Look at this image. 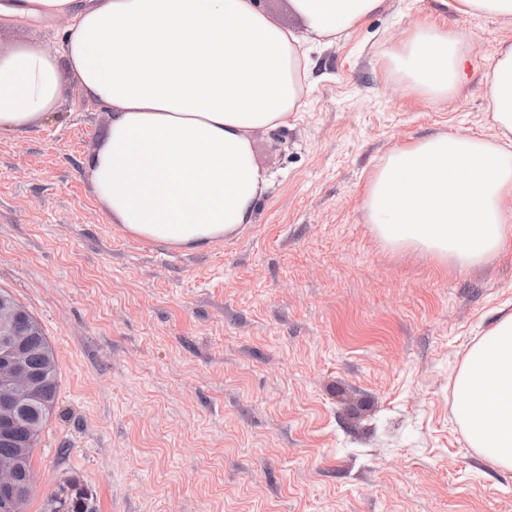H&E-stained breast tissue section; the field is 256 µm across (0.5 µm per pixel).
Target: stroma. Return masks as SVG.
I'll return each instance as SVG.
<instances>
[{
  "label": "stroma",
  "mask_w": 512,
  "mask_h": 512,
  "mask_svg": "<svg viewBox=\"0 0 512 512\" xmlns=\"http://www.w3.org/2000/svg\"><path fill=\"white\" fill-rule=\"evenodd\" d=\"M68 21L0 31L62 50ZM460 42L459 91L386 55L417 29ZM512 18L386 0L312 47L303 108L250 132L271 176L251 223L205 248L134 236L83 162L108 114L72 74L57 107L0 130V289L39 322L58 399L27 512L79 481L99 512H512V470L470 448L454 382L512 313V245L462 267L377 237L367 182L439 133L497 141L485 83Z\"/></svg>",
  "instance_id": "obj_1"
}]
</instances>
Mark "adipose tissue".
Wrapping results in <instances>:
<instances>
[{"label": "adipose tissue", "mask_w": 512, "mask_h": 512, "mask_svg": "<svg viewBox=\"0 0 512 512\" xmlns=\"http://www.w3.org/2000/svg\"><path fill=\"white\" fill-rule=\"evenodd\" d=\"M385 0H289L304 35L253 0H0V25L68 18L64 54L0 51V130L23 131L64 93L60 60L110 114L86 157L95 196L115 223L154 242L202 248L251 223L269 179L249 133L286 126L309 76L302 39L332 42ZM414 87L442 97L462 58L446 33H414L390 54ZM501 144L463 134L392 150L372 174L365 208L388 246L440 262L482 263L512 244V45L491 75ZM455 414L471 447L512 469V314L467 352Z\"/></svg>", "instance_id": "obj_1"}]
</instances>
